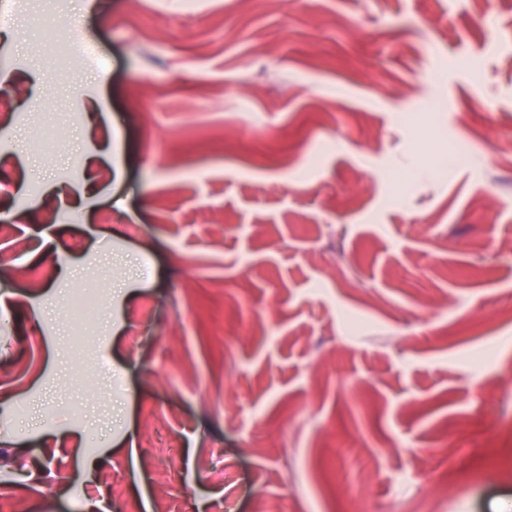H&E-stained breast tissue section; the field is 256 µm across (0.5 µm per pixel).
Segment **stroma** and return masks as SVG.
<instances>
[{"mask_svg":"<svg viewBox=\"0 0 512 512\" xmlns=\"http://www.w3.org/2000/svg\"><path fill=\"white\" fill-rule=\"evenodd\" d=\"M2 7L0 502L512 512V0ZM72 26L65 25L57 29L51 30L46 39V49L60 64L57 66L64 69L61 65H66L70 61H74L77 56L75 46L72 41ZM101 308V303L94 296H89L78 290L74 301L70 305L72 317L75 320H84L95 315Z\"/></svg>","mask_w":512,"mask_h":512,"instance_id":"1","label":"stroma"}]
</instances>
